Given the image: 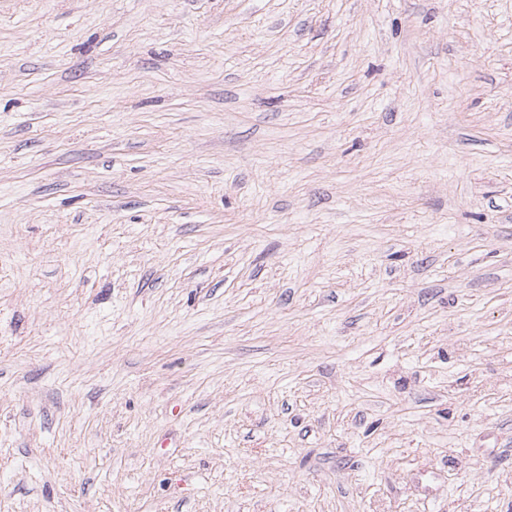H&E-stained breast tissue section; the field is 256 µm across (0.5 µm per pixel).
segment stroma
<instances>
[{"label": "stroma", "instance_id": "stroma-1", "mask_svg": "<svg viewBox=\"0 0 512 512\" xmlns=\"http://www.w3.org/2000/svg\"><path fill=\"white\" fill-rule=\"evenodd\" d=\"M0 512H512V0H0Z\"/></svg>", "mask_w": 512, "mask_h": 512}]
</instances>
